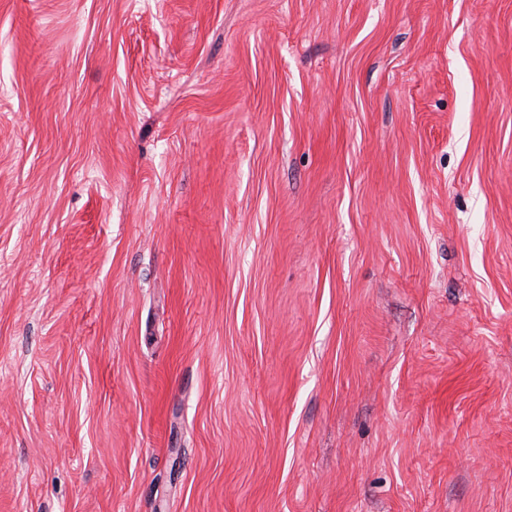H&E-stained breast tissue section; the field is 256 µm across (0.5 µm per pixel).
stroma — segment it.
<instances>
[{"label": "stroma", "mask_w": 512, "mask_h": 512, "mask_svg": "<svg viewBox=\"0 0 512 512\" xmlns=\"http://www.w3.org/2000/svg\"><path fill=\"white\" fill-rule=\"evenodd\" d=\"M0 512H512V0H0Z\"/></svg>", "instance_id": "stroma-1"}]
</instances>
